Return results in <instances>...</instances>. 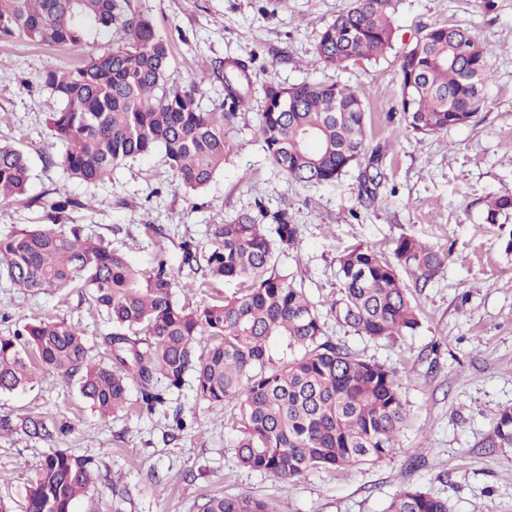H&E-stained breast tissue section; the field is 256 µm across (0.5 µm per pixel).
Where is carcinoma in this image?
Instances as JSON below:
<instances>
[{"label": "carcinoma", "mask_w": 512, "mask_h": 512, "mask_svg": "<svg viewBox=\"0 0 512 512\" xmlns=\"http://www.w3.org/2000/svg\"><path fill=\"white\" fill-rule=\"evenodd\" d=\"M393 0H351L328 23L315 45L316 59L340 69L372 60L392 48ZM120 41L112 43V32ZM106 40L77 68H50L42 85L62 104L49 117L65 151L69 178L93 184L109 179L127 160L160 148L185 193L210 184L230 152L224 127L251 99L254 59L212 66L224 100L205 111L195 88L170 70L169 42L129 0H0V40L80 46ZM490 52L475 30L433 25L400 56L398 111L405 128L423 135L474 121L484 103ZM260 136L271 163L288 178L329 184L368 160L363 177L384 178L376 155L366 156V112L350 87L323 82L269 83L259 115ZM30 180L22 151L0 142V204L21 201ZM80 206L65 189L48 202L51 223L0 236V271L31 293L77 290L90 294L112 322L105 344L112 363L89 355L78 323L46 317L0 336V393L24 389L36 370L76 380L80 394L103 423L134 407L152 412L165 390L192 376L196 397L218 418L235 411V457L244 468L292 483L315 469L348 470L391 453L406 421L394 369L361 358L326 336V323L302 286L276 273V254L292 247L298 227L288 211L259 215L263 230L245 215L210 228V248L198 259L193 240L182 243L192 288L216 281L235 285L220 300L198 306L176 299L161 228L157 260L139 269L127 255L81 233L59 228ZM512 212V192L496 197L487 222ZM394 255L429 279L443 257L413 239ZM340 298L329 312L361 336L392 339L419 327L418 307L396 267L369 246L339 259ZM494 448L512 447V408L493 422ZM98 465L64 449L48 453L27 490L25 512H71L92 487ZM199 512H273L269 503L242 493L208 496ZM386 512H448V501L418 488L397 494Z\"/></svg>", "instance_id": "obj_1"}]
</instances>
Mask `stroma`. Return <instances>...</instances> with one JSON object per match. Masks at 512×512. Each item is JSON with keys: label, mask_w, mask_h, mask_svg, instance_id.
I'll list each match as a JSON object with an SVG mask.
<instances>
[{"label": "stroma", "mask_w": 512, "mask_h": 512, "mask_svg": "<svg viewBox=\"0 0 512 512\" xmlns=\"http://www.w3.org/2000/svg\"><path fill=\"white\" fill-rule=\"evenodd\" d=\"M395 0L392 49L375 61L325 68L314 53L319 33L350 0H130L169 39L171 65L184 87H196L210 110L224 98L211 63L253 58L251 100L226 127L232 153L204 191L185 194L162 151L129 160L97 184L69 180L59 164L63 146L47 124L60 102L40 77L54 66L75 68L99 49L0 41V140L21 149L31 178L22 202L0 204V235L46 223L43 203L63 187L83 201L68 222L127 253L142 269L156 249L144 225L160 224L177 284L190 304L231 292L221 282L184 289L188 272L181 244L210 245V225L257 203L287 209L299 242L277 257L278 273L305 288L319 312L340 296L338 259L371 246L392 255L410 237L444 254L429 280L398 273L408 285L419 328L392 340H371L327 319L332 342L394 369L401 382L406 423L389 456L349 470H316L284 485L240 467L231 419L213 417L191 386L170 391L151 414L131 412L102 423L75 381L37 371L30 388L0 394V495L24 512L26 489L46 454L66 448L95 459L100 474L72 512H198L203 496L248 493L274 512H385L406 488L447 500L449 512H512V447L493 448V419L512 407V213L493 224L487 204L512 192V0ZM435 24L473 28L490 49L486 104L476 120L421 135L402 131L397 110L401 53ZM303 81L352 87L368 116V147L380 149L384 178L375 200L361 190L363 170L352 167L334 184L288 179L269 160L258 131L265 85ZM48 315L81 324L91 356L111 361L104 337L112 327L88 298L20 292L0 278V336ZM187 423L178 430L175 415ZM70 424L66 435L42 437L26 417Z\"/></svg>", "instance_id": "stroma-1"}]
</instances>
